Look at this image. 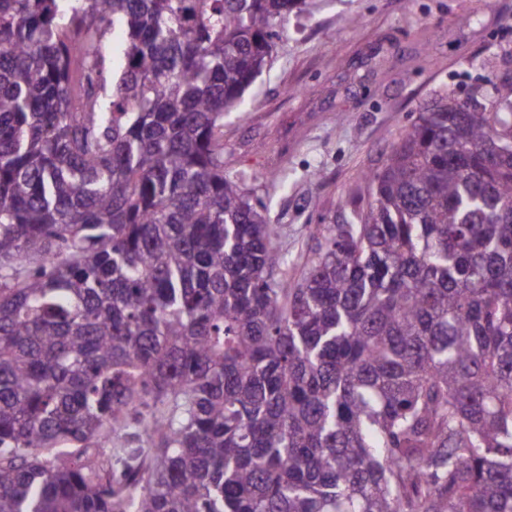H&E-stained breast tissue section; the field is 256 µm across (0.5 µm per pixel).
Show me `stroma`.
Masks as SVG:
<instances>
[{"instance_id": "stroma-1", "label": "stroma", "mask_w": 512, "mask_h": 512, "mask_svg": "<svg viewBox=\"0 0 512 512\" xmlns=\"http://www.w3.org/2000/svg\"><path fill=\"white\" fill-rule=\"evenodd\" d=\"M276 29L267 65L224 118V172L274 225L297 279L312 229L368 197V174L423 107L512 75V0H313Z\"/></svg>"}]
</instances>
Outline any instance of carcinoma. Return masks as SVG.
Here are the masks:
<instances>
[{"label": "carcinoma", "instance_id": "obj_1", "mask_svg": "<svg viewBox=\"0 0 512 512\" xmlns=\"http://www.w3.org/2000/svg\"><path fill=\"white\" fill-rule=\"evenodd\" d=\"M297 4L0 0V512H512V77L290 279L224 113Z\"/></svg>", "mask_w": 512, "mask_h": 512}]
</instances>
